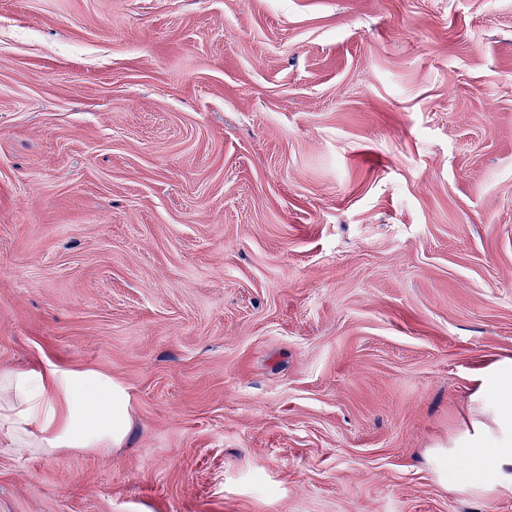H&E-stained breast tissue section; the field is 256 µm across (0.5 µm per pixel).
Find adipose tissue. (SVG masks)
Segmentation results:
<instances>
[{"instance_id":"adipose-tissue-1","label":"adipose tissue","mask_w":512,"mask_h":512,"mask_svg":"<svg viewBox=\"0 0 512 512\" xmlns=\"http://www.w3.org/2000/svg\"><path fill=\"white\" fill-rule=\"evenodd\" d=\"M478 416L434 453L438 479L475 499L512 496V360L485 369ZM127 397L111 378L39 367L0 374V436L15 452L52 453L120 443Z\"/></svg>"}]
</instances>
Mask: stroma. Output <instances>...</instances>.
Listing matches in <instances>:
<instances>
[{
    "instance_id": "stroma-1",
    "label": "stroma",
    "mask_w": 512,
    "mask_h": 512,
    "mask_svg": "<svg viewBox=\"0 0 512 512\" xmlns=\"http://www.w3.org/2000/svg\"><path fill=\"white\" fill-rule=\"evenodd\" d=\"M512 359V0H0V372L129 396L0 512H512L430 463Z\"/></svg>"
}]
</instances>
